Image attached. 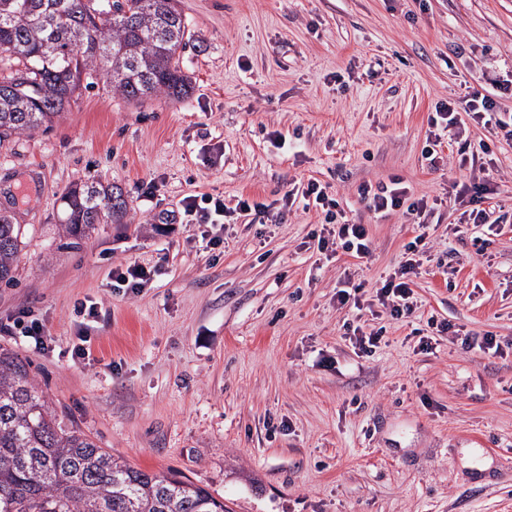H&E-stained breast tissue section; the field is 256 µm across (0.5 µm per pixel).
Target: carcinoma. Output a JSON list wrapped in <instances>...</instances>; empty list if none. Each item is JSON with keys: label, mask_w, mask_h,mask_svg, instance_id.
Wrapping results in <instances>:
<instances>
[{"label": "carcinoma", "mask_w": 512, "mask_h": 512, "mask_svg": "<svg viewBox=\"0 0 512 512\" xmlns=\"http://www.w3.org/2000/svg\"><path fill=\"white\" fill-rule=\"evenodd\" d=\"M0 0V142L52 126L86 78L100 75L128 102L181 100L180 56L193 34L179 0ZM61 232L80 240L123 223L116 186L67 188ZM24 225L0 208V285L15 280ZM0 512H230L190 479L148 473L100 448L53 413L26 363L0 349Z\"/></svg>", "instance_id": "cac0c4a2"}]
</instances>
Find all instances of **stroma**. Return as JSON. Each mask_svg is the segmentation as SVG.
<instances>
[{
  "mask_svg": "<svg viewBox=\"0 0 512 512\" xmlns=\"http://www.w3.org/2000/svg\"><path fill=\"white\" fill-rule=\"evenodd\" d=\"M180 7L194 36L187 97L134 105L100 76L51 129L0 144V203L20 192L27 227L0 319L34 311L48 343L0 335V347L101 448L180 472L231 512H512V140L491 146L485 206L501 224L442 210L413 316L363 313L387 345L355 353L336 306L344 280L371 288L414 235L358 186L398 177L433 197L463 178L453 159L486 130L468 123L434 169L428 117L512 79V0ZM311 179L367 225L368 258L309 249L312 211L239 218L215 250L199 225L158 219L189 195L270 204ZM81 181L119 185L130 211L69 248L62 196ZM134 262L162 273L138 296L112 293V268ZM83 303L101 304L97 321ZM431 316L451 329L425 351L416 332ZM82 336L91 354L72 358ZM488 336L500 351L481 348Z\"/></svg>",
  "mask_w": 512,
  "mask_h": 512,
  "instance_id": "obj_1",
  "label": "stroma"
}]
</instances>
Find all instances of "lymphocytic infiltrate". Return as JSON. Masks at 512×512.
<instances>
[{
	"label": "lymphocytic infiltrate",
	"instance_id": "f902f5d3",
	"mask_svg": "<svg viewBox=\"0 0 512 512\" xmlns=\"http://www.w3.org/2000/svg\"><path fill=\"white\" fill-rule=\"evenodd\" d=\"M469 119L481 123L492 134L512 139V115L505 116L498 112L491 96L473 92L456 100H442L436 104L429 117L431 132L423 150L425 159L437 162L443 138L451 134L460 135ZM490 151V145L483 141L460 159V166L469 170V179L455 191L449 192L444 200L425 195L414 196L396 178L387 184L365 183L359 186L358 194L370 209L377 212H402L409 223L417 226L419 233L406 245L403 260L381 286L369 291L359 287L351 290L337 289L338 308L360 311L378 307L394 320L411 317L416 312L417 302L410 284L421 265L418 255L426 246L424 228L434 217L438 206L445 202L460 211L465 223H487L488 214L483 203L493 190L491 174L485 162ZM255 207L254 201L242 198L231 209L225 206L223 198L210 195L189 196L181 203L182 217L188 224L222 225L234 216L249 215ZM297 207L306 210L313 208L322 215L320 224L310 234L319 252L333 253L340 249L357 258L369 255L370 239L366 226L351 222L339 201L329 196L316 181L293 187L282 196L278 206L267 205L262 209L270 223L280 224Z\"/></svg>",
	"mask_w": 512,
	"mask_h": 512
}]
</instances>
